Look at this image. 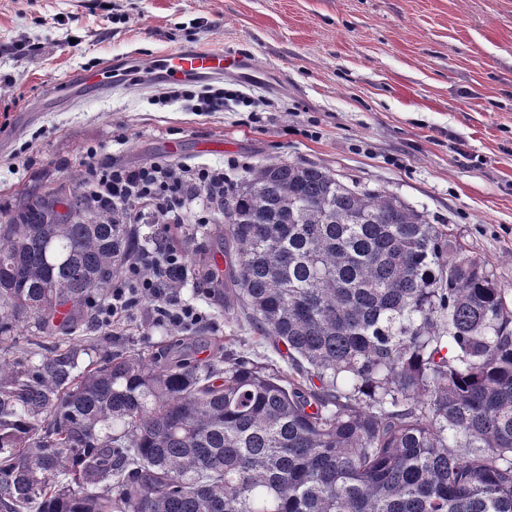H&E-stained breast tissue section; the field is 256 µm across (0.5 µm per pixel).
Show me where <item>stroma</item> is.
<instances>
[{
  "label": "stroma",
  "mask_w": 512,
  "mask_h": 512,
  "mask_svg": "<svg viewBox=\"0 0 512 512\" xmlns=\"http://www.w3.org/2000/svg\"><path fill=\"white\" fill-rule=\"evenodd\" d=\"M180 48L240 52L219 112L177 101L154 62ZM108 67L102 85L81 76ZM124 167L317 163L447 225L512 288V0H0V217L29 188L59 187L91 158ZM209 224L173 235L198 276L180 295L206 315L174 331L135 310L99 349L148 354L197 337L288 366L221 286Z\"/></svg>",
  "instance_id": "stroma-1"
}]
</instances>
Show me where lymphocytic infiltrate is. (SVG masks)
<instances>
[{
	"label": "lymphocytic infiltrate",
	"mask_w": 512,
	"mask_h": 512,
	"mask_svg": "<svg viewBox=\"0 0 512 512\" xmlns=\"http://www.w3.org/2000/svg\"><path fill=\"white\" fill-rule=\"evenodd\" d=\"M84 176L95 199L120 208L151 205L161 219L159 229L164 233L171 225L180 223L185 211L196 212L198 223H207L208 210L201 207V200L218 201L228 190L220 166L185 165L175 170L161 163L126 168L94 161L87 165ZM178 258L179 253L174 250L156 259L150 267L137 258L127 261L121 277L112 283L109 303L98 311L100 322H116L129 316L148 294L157 301L154 313L158 321L175 329L202 323V311L162 285L165 270L176 264Z\"/></svg>",
	"instance_id": "obj_1"
}]
</instances>
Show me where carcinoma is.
Returning <instances> with one entry per match:
<instances>
[{
    "label": "carcinoma",
    "instance_id": "1",
    "mask_svg": "<svg viewBox=\"0 0 512 512\" xmlns=\"http://www.w3.org/2000/svg\"><path fill=\"white\" fill-rule=\"evenodd\" d=\"M223 210L224 297L286 374L87 344L142 245L83 175L0 224V346H35L0 357V512H512V289L318 164H259Z\"/></svg>",
    "mask_w": 512,
    "mask_h": 512
}]
</instances>
